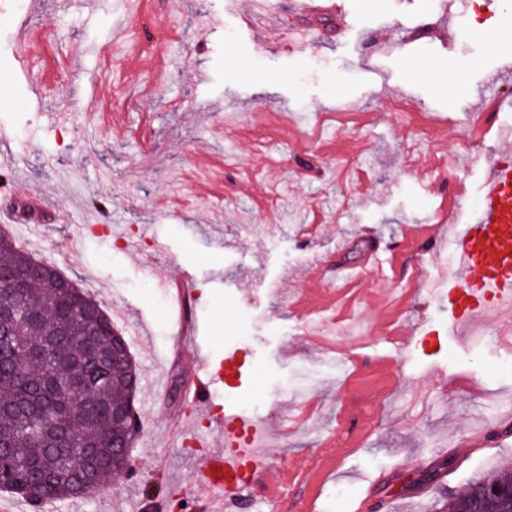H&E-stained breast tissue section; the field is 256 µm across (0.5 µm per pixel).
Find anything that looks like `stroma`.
Returning <instances> with one entry per match:
<instances>
[{"label": "stroma", "instance_id": "obj_1", "mask_svg": "<svg viewBox=\"0 0 512 512\" xmlns=\"http://www.w3.org/2000/svg\"><path fill=\"white\" fill-rule=\"evenodd\" d=\"M448 4L339 0L341 28L294 0H143L136 18L103 7L92 22L82 0H0V165L12 174L0 229L111 313L141 371L129 469L42 512H207L167 499L209 451L175 440L177 411L219 450V410L256 407L269 478L300 481L246 512H297L304 494L320 512H352L367 489L366 512H439L512 462V367L495 342L506 322L453 339L448 303L429 291L453 275V227L512 151V51L487 54L481 37L512 26V0L485 21L449 17ZM303 23L317 38L299 47ZM29 28L43 40L25 48ZM22 51L33 62L19 71ZM452 64L453 89L426 84ZM62 105L70 124L45 127ZM105 105L117 134L86 119ZM96 195L107 219L88 211ZM273 212L284 223L264 229ZM366 232L380 242L376 272L337 275ZM183 272L197 300L181 313L165 284ZM399 327L420 344L392 340ZM194 337L243 365L208 407L171 394Z\"/></svg>", "mask_w": 512, "mask_h": 512}]
</instances>
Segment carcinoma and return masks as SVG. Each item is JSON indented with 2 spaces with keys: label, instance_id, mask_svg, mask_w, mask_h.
<instances>
[{
  "label": "carcinoma",
  "instance_id": "obj_1",
  "mask_svg": "<svg viewBox=\"0 0 512 512\" xmlns=\"http://www.w3.org/2000/svg\"><path fill=\"white\" fill-rule=\"evenodd\" d=\"M0 259L22 270L34 256L0 231ZM0 309L20 316L0 326V450L7 483L47 476L51 503L76 497V472L97 461L95 485L122 473L112 443L133 447L139 430L114 411L135 404L139 373L112 317L79 287H61L48 269L27 288L0 277ZM512 478V465L453 498L449 512H512V502L486 497L489 485Z\"/></svg>",
  "mask_w": 512,
  "mask_h": 512
}]
</instances>
